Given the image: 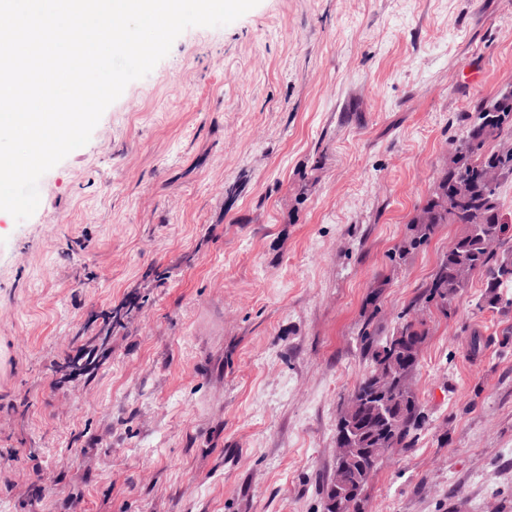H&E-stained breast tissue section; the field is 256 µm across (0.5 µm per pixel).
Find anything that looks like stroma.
I'll list each match as a JSON object with an SVG mask.
<instances>
[{"mask_svg":"<svg viewBox=\"0 0 512 512\" xmlns=\"http://www.w3.org/2000/svg\"><path fill=\"white\" fill-rule=\"evenodd\" d=\"M510 87L512 0H260L185 30L0 223V512H323L359 332L462 227L391 252L460 114ZM483 292L430 322L429 422L365 512H512V308Z\"/></svg>","mask_w":512,"mask_h":512,"instance_id":"obj_1","label":"stroma"}]
</instances>
